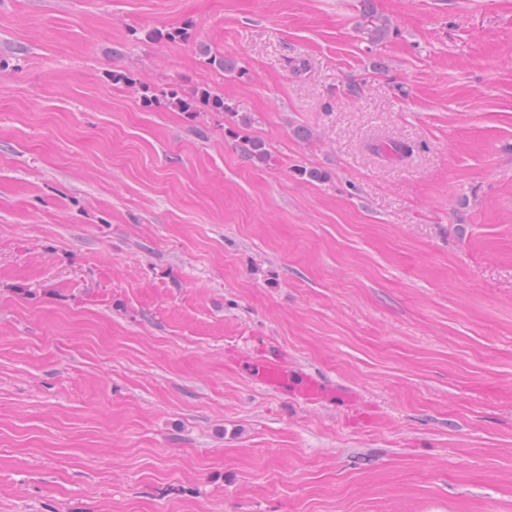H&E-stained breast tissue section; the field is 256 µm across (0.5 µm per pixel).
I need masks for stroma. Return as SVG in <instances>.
Wrapping results in <instances>:
<instances>
[{
    "label": "stroma",
    "mask_w": 512,
    "mask_h": 512,
    "mask_svg": "<svg viewBox=\"0 0 512 512\" xmlns=\"http://www.w3.org/2000/svg\"><path fill=\"white\" fill-rule=\"evenodd\" d=\"M0 512H512V0H0ZM160 97L167 100L181 112H195L198 104H204L212 110L216 112H224L225 115L232 118L238 115V112H233L234 107L232 103H229L224 98V95L215 93L207 87L197 88L190 96H179L175 91H170L169 94L167 92H163V94L160 95H148L147 92L145 94V100L151 103L156 100L159 101L161 99ZM238 137L241 138L244 150L249 159L256 160L259 163L267 164L272 159V153L265 141L247 135L243 130L239 131ZM252 378L255 383L275 393L292 392L308 402H320L336 397V391L327 388L315 379L296 381L295 376L274 355L260 359L253 364Z\"/></svg>",
    "instance_id": "stroma-1"
}]
</instances>
